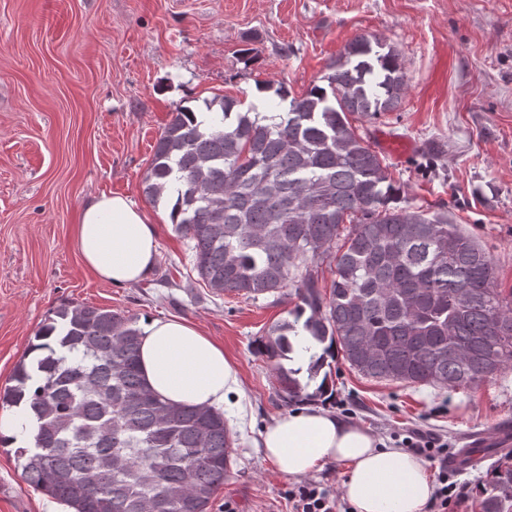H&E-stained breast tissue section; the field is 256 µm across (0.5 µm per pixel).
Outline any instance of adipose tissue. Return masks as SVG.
<instances>
[{"label":"adipose tissue","instance_id":"1","mask_svg":"<svg viewBox=\"0 0 512 512\" xmlns=\"http://www.w3.org/2000/svg\"><path fill=\"white\" fill-rule=\"evenodd\" d=\"M75 243L84 266L115 286L142 279L158 254L157 228L144 211L127 197L106 193L80 209ZM141 333V374L164 400L219 411L229 395H241L238 371L223 347L194 323L155 319ZM261 446L289 476L329 462L346 464L342 491L355 512H421L435 490L424 459L402 448L379 447L368 430L320 406L276 419L264 428Z\"/></svg>","mask_w":512,"mask_h":512}]
</instances>
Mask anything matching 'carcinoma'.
I'll return each instance as SVG.
<instances>
[{
    "label": "carcinoma",
    "instance_id": "cac0c4a2",
    "mask_svg": "<svg viewBox=\"0 0 512 512\" xmlns=\"http://www.w3.org/2000/svg\"><path fill=\"white\" fill-rule=\"evenodd\" d=\"M328 69L327 85L301 97L281 86L262 112L224 97L204 112L177 108L146 197L171 202L213 292L257 300L295 289L294 320L274 324L262 345L284 401L302 386L280 360L301 347L315 380V342L375 379L455 388L495 374L512 363V304L495 288L493 257L447 207L392 205L386 167L348 120L399 107L403 61L385 39L359 35ZM325 260L327 291L310 269ZM140 336L132 316L63 304L37 334L54 345L20 360L0 394V405L33 414L30 445L15 450L22 477L71 512H207L224 483V415L154 393ZM481 512H512V464Z\"/></svg>",
    "mask_w": 512,
    "mask_h": 512
}]
</instances>
